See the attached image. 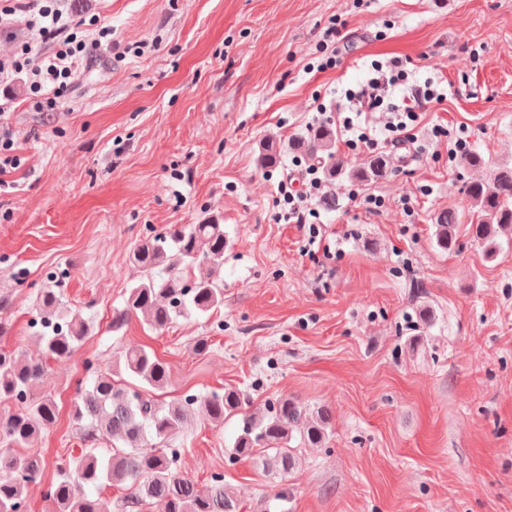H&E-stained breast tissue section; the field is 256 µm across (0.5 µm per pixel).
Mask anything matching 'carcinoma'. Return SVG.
Instances as JSON below:
<instances>
[{
  "instance_id": "carcinoma-1",
  "label": "carcinoma",
  "mask_w": 512,
  "mask_h": 512,
  "mask_svg": "<svg viewBox=\"0 0 512 512\" xmlns=\"http://www.w3.org/2000/svg\"><path fill=\"white\" fill-rule=\"evenodd\" d=\"M336 135L327 125L308 131L295 144L333 181L347 177L368 181L385 176L390 162L375 157L359 168H349L336 154ZM471 201L468 232L487 256L498 255V230L512 228V165L494 170L490 180L467 184ZM464 215L444 212L435 224V240L443 249L457 246V228ZM227 237L215 218L200 224H173L139 241L131 261L139 276L127 288L125 305L112 313V332L119 333L131 316L141 315L153 331H163L178 318L207 316L224 305V281L215 271L224 266ZM196 271L193 276L187 270ZM36 311L43 331L39 335L44 359L31 361L0 347V398L21 405L0 417V512H26V497L48 466L36 452L18 453L57 418V406L48 395L33 396V388L48 369V361L69 356L84 341L89 326L72 309L60 280L37 290ZM85 384L73 405V417L86 423L81 454L57 467L46 496L56 512H99L96 494L107 486L127 490L126 512L143 502L156 501L163 512H238L239 505L224 489V474L214 473L200 488L177 470L170 448L184 433L191 415L215 425L241 413L250 399L242 390L226 388L199 397L187 394L165 403L159 394L169 385V369L155 352L129 346L107 364L87 362ZM243 414V413H241ZM332 414L325 407L310 408L294 397L268 399L256 412L244 413L234 439L232 458L260 460L271 474H286L297 464L290 447L300 429L303 445L324 446Z\"/></svg>"
}]
</instances>
